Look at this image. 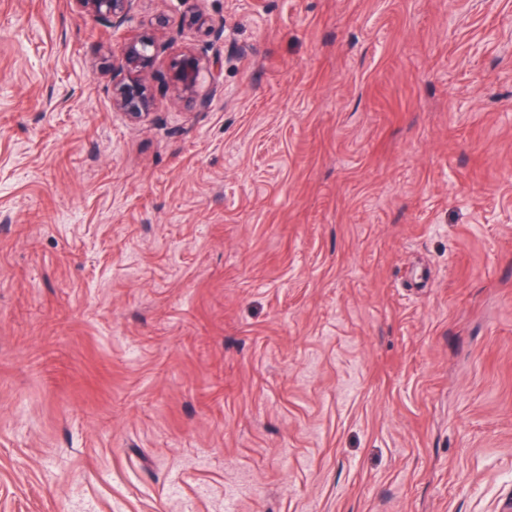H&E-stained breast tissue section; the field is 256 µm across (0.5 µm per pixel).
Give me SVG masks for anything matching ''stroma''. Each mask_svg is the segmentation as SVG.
Wrapping results in <instances>:
<instances>
[{
  "label": "stroma",
  "mask_w": 512,
  "mask_h": 512,
  "mask_svg": "<svg viewBox=\"0 0 512 512\" xmlns=\"http://www.w3.org/2000/svg\"><path fill=\"white\" fill-rule=\"evenodd\" d=\"M197 7L0 0V512H512V0ZM79 14L112 29L124 26L129 18L131 0H71ZM170 20L158 14L150 23V32H141L125 38L117 51L106 59L110 76L112 108L121 112L130 122L146 120L154 102V66L160 53L173 50L176 40L169 37L160 42L156 32L167 31ZM166 87L174 90L178 98L200 111L209 107L210 98L199 93V83L204 72L216 79L221 70V59L213 51V44L171 52Z\"/></svg>",
  "instance_id": "1"
}]
</instances>
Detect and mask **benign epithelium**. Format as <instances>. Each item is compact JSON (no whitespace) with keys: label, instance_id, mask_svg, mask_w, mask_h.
Here are the masks:
<instances>
[{"label":"benign epithelium","instance_id":"benign-epithelium-1","mask_svg":"<svg viewBox=\"0 0 512 512\" xmlns=\"http://www.w3.org/2000/svg\"><path fill=\"white\" fill-rule=\"evenodd\" d=\"M80 14L112 29L124 26L129 18L131 0H71ZM207 26L208 34L219 39L222 29L209 23L201 14L182 15L181 26ZM170 20L158 14L150 23V31L135 33L125 38L118 50L106 59L105 68L110 76L112 108L122 113L129 121L138 123L151 115L154 102V66L158 56L172 51L166 87L174 90L178 98L200 111L209 107L210 98L199 93L203 73L211 78L219 76L221 59L210 43L193 48L174 49L172 37L161 42L155 36L166 31Z\"/></svg>","mask_w":512,"mask_h":512}]
</instances>
